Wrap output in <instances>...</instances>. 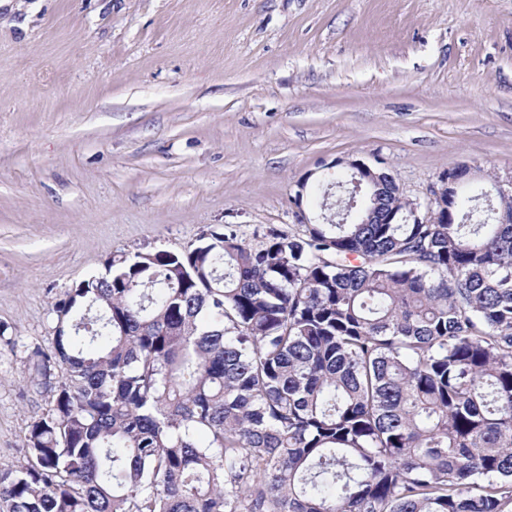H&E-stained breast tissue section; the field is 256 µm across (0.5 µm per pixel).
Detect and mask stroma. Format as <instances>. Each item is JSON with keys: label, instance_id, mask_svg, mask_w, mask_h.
Instances as JSON below:
<instances>
[{"label": "stroma", "instance_id": "stroma-1", "mask_svg": "<svg viewBox=\"0 0 512 512\" xmlns=\"http://www.w3.org/2000/svg\"><path fill=\"white\" fill-rule=\"evenodd\" d=\"M384 162L426 202L512 170V0H0V473L28 354L121 251L294 229L297 181Z\"/></svg>", "mask_w": 512, "mask_h": 512}]
</instances>
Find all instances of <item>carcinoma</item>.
<instances>
[{
    "label": "carcinoma",
    "mask_w": 512,
    "mask_h": 512,
    "mask_svg": "<svg viewBox=\"0 0 512 512\" xmlns=\"http://www.w3.org/2000/svg\"><path fill=\"white\" fill-rule=\"evenodd\" d=\"M338 221L234 224L112 257L29 355L51 394L0 474V512H506L512 504V186L455 167L414 224L394 179Z\"/></svg>",
    "instance_id": "cac0c4a2"
}]
</instances>
